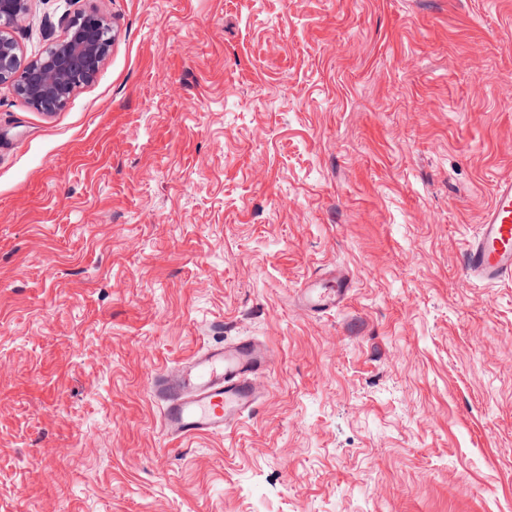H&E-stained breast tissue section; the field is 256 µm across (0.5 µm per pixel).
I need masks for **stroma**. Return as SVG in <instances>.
Here are the masks:
<instances>
[{"mask_svg":"<svg viewBox=\"0 0 512 512\" xmlns=\"http://www.w3.org/2000/svg\"><path fill=\"white\" fill-rule=\"evenodd\" d=\"M79 14L92 84L0 86V512H512V281L463 264L512 0H33L21 60ZM243 337L258 408L169 444L151 374ZM332 288H300L298 299L309 314L325 313L343 302L349 293L350 279L342 271L336 270L332 275ZM336 285V288H335Z\"/></svg>","mask_w":512,"mask_h":512,"instance_id":"1","label":"stroma"}]
</instances>
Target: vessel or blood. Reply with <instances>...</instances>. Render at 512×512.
Segmentation results:
<instances>
[{"mask_svg":"<svg viewBox=\"0 0 512 512\" xmlns=\"http://www.w3.org/2000/svg\"><path fill=\"white\" fill-rule=\"evenodd\" d=\"M465 273L479 282L512 278V182L498 183L480 231L465 250ZM329 288H302L301 306L317 315L336 307L349 293L341 271ZM275 353L268 342L241 339L202 348L174 370H161L150 381L152 398L161 406L160 428L169 442L200 435H223L262 398L260 381Z\"/></svg>","mask_w":512,"mask_h":512,"instance_id":"1","label":"vessel or blood"}]
</instances>
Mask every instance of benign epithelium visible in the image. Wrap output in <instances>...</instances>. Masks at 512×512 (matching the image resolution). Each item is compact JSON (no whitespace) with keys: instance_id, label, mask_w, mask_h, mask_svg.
Masks as SVG:
<instances>
[{"instance_id":"benign-epithelium-1","label":"benign epithelium","mask_w":512,"mask_h":512,"mask_svg":"<svg viewBox=\"0 0 512 512\" xmlns=\"http://www.w3.org/2000/svg\"><path fill=\"white\" fill-rule=\"evenodd\" d=\"M32 0H0V86L10 85L33 108L56 112L75 88L91 84L106 59L112 28L98 15H83L66 24V35L20 66L12 34Z\"/></svg>"}]
</instances>
